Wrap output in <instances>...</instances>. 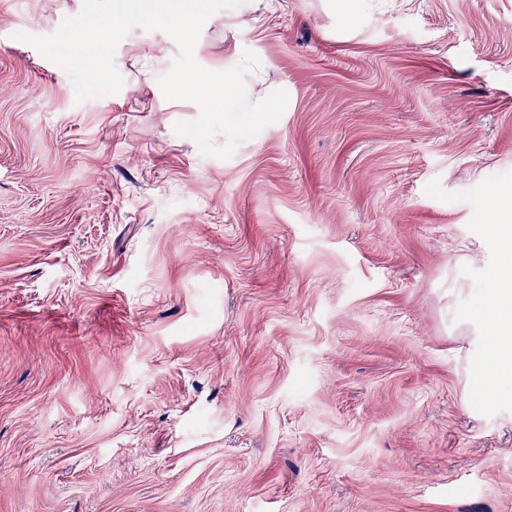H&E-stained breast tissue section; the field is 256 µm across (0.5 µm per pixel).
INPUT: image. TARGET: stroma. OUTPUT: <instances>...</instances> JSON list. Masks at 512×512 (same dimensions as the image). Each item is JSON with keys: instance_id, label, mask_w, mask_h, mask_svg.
Returning <instances> with one entry per match:
<instances>
[{"instance_id": "stroma-1", "label": "stroma", "mask_w": 512, "mask_h": 512, "mask_svg": "<svg viewBox=\"0 0 512 512\" xmlns=\"http://www.w3.org/2000/svg\"><path fill=\"white\" fill-rule=\"evenodd\" d=\"M83 0H0V512H512V412L469 400L484 269L467 203L512 171V0H250L278 122L221 161L133 29L76 102L25 32Z\"/></svg>"}]
</instances>
